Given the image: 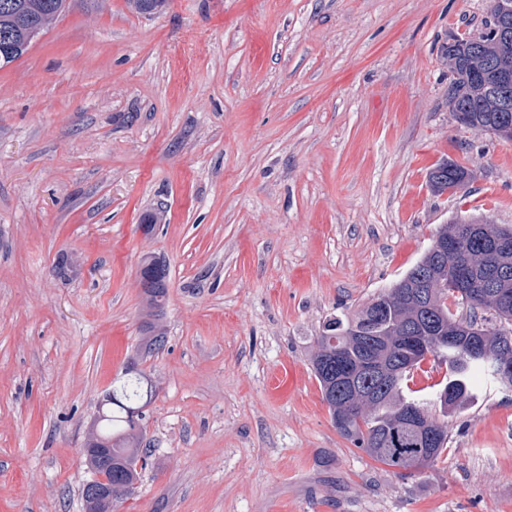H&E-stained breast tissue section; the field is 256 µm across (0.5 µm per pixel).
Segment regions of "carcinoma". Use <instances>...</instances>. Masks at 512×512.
Returning a JSON list of instances; mask_svg holds the SVG:
<instances>
[{"label":"carcinoma","instance_id":"cac0c4a2","mask_svg":"<svg viewBox=\"0 0 512 512\" xmlns=\"http://www.w3.org/2000/svg\"><path fill=\"white\" fill-rule=\"evenodd\" d=\"M64 9V0H0V67L6 66L28 49L29 35L42 31ZM464 52L446 49L448 58V105L458 122L483 130L504 101L512 103V87L491 90L488 83L498 69L512 70V39H489L483 35L465 41ZM469 170L457 163H445L433 170V190L443 193L459 189ZM459 235L463 242L454 256L427 251L409 271L419 285L421 298H405L403 289L389 288L373 297L346 322L334 321L315 342L310 356L313 374L322 400L328 408L336 432L373 460L394 469L406 478L415 471L436 464L447 450V426L439 422L434 407L443 415L462 408L473 398L477 376L512 390V375L499 379L493 366L512 364V335L487 336L486 347L474 344L476 337L457 333L453 341L440 333L459 327L460 318L451 306L481 310V322L468 324L493 330L512 321V247L504 251L498 244H512V226L492 224L484 219L459 217L443 225L437 236ZM448 269L447 291L432 290L428 280L439 268ZM168 294V272L161 266L152 287L144 289L146 320L141 349L152 353L165 342L163 307ZM417 329L431 336L421 360L446 364L438 389L427 396L410 389V371L394 377L382 370L404 356L396 333ZM357 368L354 381L337 379L336 352ZM127 378L112 386V403L106 418L95 420L85 438L83 463L88 475L106 474L112 492L97 493L83 484L84 512H117L136 490L143 472L151 465L146 432L129 417L133 409H146L154 400L157 384L137 362L126 368ZM405 405L421 408L436 425V438L428 446L398 425Z\"/></svg>","mask_w":512,"mask_h":512}]
</instances>
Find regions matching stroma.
I'll return each mask as SVG.
<instances>
[{"mask_svg":"<svg viewBox=\"0 0 512 512\" xmlns=\"http://www.w3.org/2000/svg\"><path fill=\"white\" fill-rule=\"evenodd\" d=\"M490 7L67 0L0 68V512H82L147 255L169 271L167 337L139 364L152 465L119 512H512V392L481 383L440 461L403 479L339 436L310 366L325 323L441 225H512V140L448 106L444 49ZM444 161L466 189L432 193Z\"/></svg>","mask_w":512,"mask_h":512,"instance_id":"obj_1","label":"stroma"}]
</instances>
